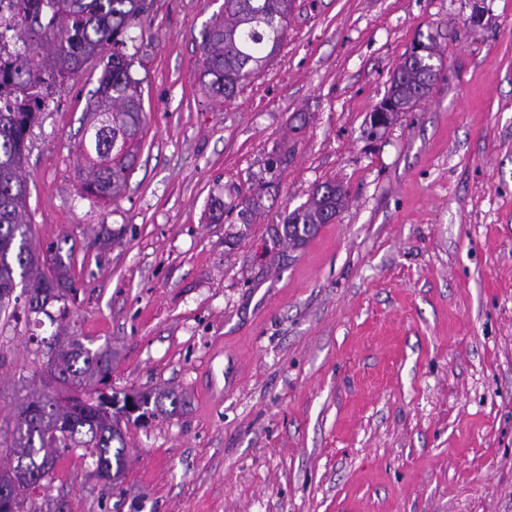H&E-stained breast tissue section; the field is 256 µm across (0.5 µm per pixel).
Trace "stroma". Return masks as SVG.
<instances>
[{"mask_svg":"<svg viewBox=\"0 0 512 512\" xmlns=\"http://www.w3.org/2000/svg\"><path fill=\"white\" fill-rule=\"evenodd\" d=\"M150 2L128 31L146 127L123 194H79L100 57L27 135L37 253L59 250L71 289L0 317V442L45 390L56 334L109 344L115 392L184 404L122 425L111 490L61 451L35 507L512 512V0H293L280 50L229 100L201 83L224 0ZM419 42L440 77L369 138ZM328 180L346 190L335 220L277 242Z\"/></svg>","mask_w":512,"mask_h":512,"instance_id":"stroma-1","label":"stroma"}]
</instances>
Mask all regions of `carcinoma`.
<instances>
[{
    "label": "carcinoma",
    "mask_w": 512,
    "mask_h": 512,
    "mask_svg": "<svg viewBox=\"0 0 512 512\" xmlns=\"http://www.w3.org/2000/svg\"><path fill=\"white\" fill-rule=\"evenodd\" d=\"M16 16L0 22V42L12 44L0 62V312L12 302L16 278L24 283L25 308L43 313L49 302L63 298L67 279L59 255L44 271L33 244L32 225L25 218L27 187L20 176L27 132L45 106L50 90L78 72L86 60L107 54L97 98L87 108L89 119L81 144L94 158L86 166L82 195L115 199L124 190L136 154L122 159L126 145L138 148L144 131L140 82L131 74L125 52L132 22L148 11L147 0H15ZM292 0H224V10L204 31L202 83L225 99L256 71L264 68L286 39ZM434 49L406 58L394 73L386 100L388 120L412 109L437 79ZM345 197L334 181L318 186L308 201L283 219V237L293 246L310 240L329 224ZM46 371L55 387L26 398L12 441L0 451L16 465L0 471V489L15 492V512L26 507L30 482L45 480L61 448H82L94 458L96 473L109 488L125 466V442L117 413L104 407L97 386L112 376V353L92 349L78 336H53ZM142 403L173 414L183 404L174 391L140 395Z\"/></svg>",
    "instance_id": "1"
}]
</instances>
